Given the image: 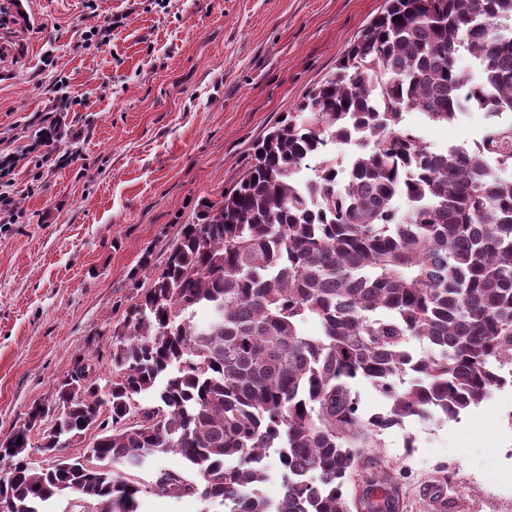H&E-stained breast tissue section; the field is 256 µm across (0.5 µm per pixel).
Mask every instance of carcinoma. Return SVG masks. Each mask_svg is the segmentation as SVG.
Returning a JSON list of instances; mask_svg holds the SVG:
<instances>
[{
    "label": "carcinoma",
    "instance_id": "cac0c4a2",
    "mask_svg": "<svg viewBox=\"0 0 512 512\" xmlns=\"http://www.w3.org/2000/svg\"><path fill=\"white\" fill-rule=\"evenodd\" d=\"M472 109L493 123L468 148L435 151L404 125L413 110L448 122ZM351 139L344 178L333 148ZM132 289L108 393L80 358L0 442V512H42L66 492L99 512H137L142 493L224 512H404L391 467L362 465L383 431L456 420L512 384V0H388L234 188L180 226L150 287ZM363 381L385 411L364 415ZM38 418L45 453L98 428L97 467L31 463ZM168 452L199 480L164 469L142 487L115 470ZM272 455L275 503L259 489Z\"/></svg>",
    "mask_w": 512,
    "mask_h": 512
}]
</instances>
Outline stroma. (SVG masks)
<instances>
[{
  "instance_id": "stroma-1",
  "label": "stroma",
  "mask_w": 512,
  "mask_h": 512,
  "mask_svg": "<svg viewBox=\"0 0 512 512\" xmlns=\"http://www.w3.org/2000/svg\"><path fill=\"white\" fill-rule=\"evenodd\" d=\"M386 0H0V153L21 159L0 212V442L77 359L111 375L133 281L201 200L331 75ZM58 131L38 143L46 121ZM404 123L473 145L481 112ZM415 445L405 448L406 437ZM406 512H512V386L458 419L385 431Z\"/></svg>"
}]
</instances>
